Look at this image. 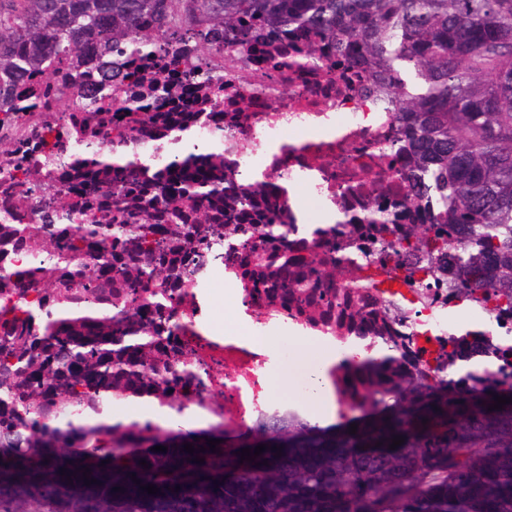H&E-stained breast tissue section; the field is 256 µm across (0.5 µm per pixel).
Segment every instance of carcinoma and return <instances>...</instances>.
<instances>
[{
  "label": "carcinoma",
  "mask_w": 512,
  "mask_h": 512,
  "mask_svg": "<svg viewBox=\"0 0 512 512\" xmlns=\"http://www.w3.org/2000/svg\"><path fill=\"white\" fill-rule=\"evenodd\" d=\"M147 15L175 40L221 24L241 54L267 29L300 31L305 64L323 60L326 44L360 66L362 92L398 125L408 204L430 223L395 224L378 206L311 261L277 246L283 224L262 225L260 243L226 255L241 225L180 224L175 211L165 224L141 213L121 224L108 214L0 224V238L48 256L46 267L0 266V512H512V418L470 407L512 395V0H0V98L43 61L44 44L66 56L109 19L113 55L148 51L127 38ZM66 160L112 168L97 152ZM180 193L220 197L224 183L184 181ZM224 258L263 288L269 310L324 336L345 321L337 277L360 265L384 275L369 281L374 306L349 314L348 345L376 355L333 373L362 413L356 433L277 408L239 436L266 445L243 461L223 447L222 424L109 422L113 401L148 398L170 418L210 406L174 394L181 378L202 388L206 379L171 347L193 328L171 321V303ZM388 281L424 308L473 306L489 329L430 336L400 290L383 299ZM478 355L497 361L495 379L484 365L448 377Z\"/></svg>",
  "instance_id": "1"
}]
</instances>
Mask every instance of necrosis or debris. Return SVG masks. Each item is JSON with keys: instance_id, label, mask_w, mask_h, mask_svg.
<instances>
[{"instance_id": "necrosis-or-debris-1", "label": "necrosis or debris", "mask_w": 512, "mask_h": 512, "mask_svg": "<svg viewBox=\"0 0 512 512\" xmlns=\"http://www.w3.org/2000/svg\"><path fill=\"white\" fill-rule=\"evenodd\" d=\"M166 31L156 22L145 23L139 34L154 43V50L114 62L101 50L102 42L112 39L111 26H104L98 41L68 57L46 60L15 86L8 104L10 144L0 152V175L13 171L15 185L10 196L0 195L1 224L12 215L41 223L48 205L71 223L89 224L98 220L99 206L110 202L112 173L60 166L53 143L64 128L72 132L70 150L133 151L164 169L162 186L132 187L127 204L162 193L171 205L183 206L178 181L198 170L184 168L180 157L164 153L161 145L184 125L195 128L194 148L213 165L231 161L230 178L244 198L232 209L220 200L199 202L191 216L244 225L247 243L258 242L260 225L284 224L288 230L280 249L304 256L321 253L322 245L303 234V225L317 218L331 224L342 213L361 215L364 203L373 199L396 223H424V216L400 205L407 193L401 159L379 154L396 139V125L373 99L355 94L356 66L299 67L302 42L297 38L269 36L241 60L225 47L223 36L187 35L170 48ZM83 112L111 116L109 141L79 131ZM131 112L155 114L158 122L126 134ZM28 148L35 151L28 172L16 171L17 157ZM224 285L234 295L240 329L257 341V348L215 346L190 331L173 337L172 344L209 373V385H223L219 414L227 430L239 431L274 406L265 386L273 354L261 342L287 327L289 318L284 310L272 319L252 318L240 278L225 274ZM223 363L228 369L219 381L211 371Z\"/></svg>"}]
</instances>
